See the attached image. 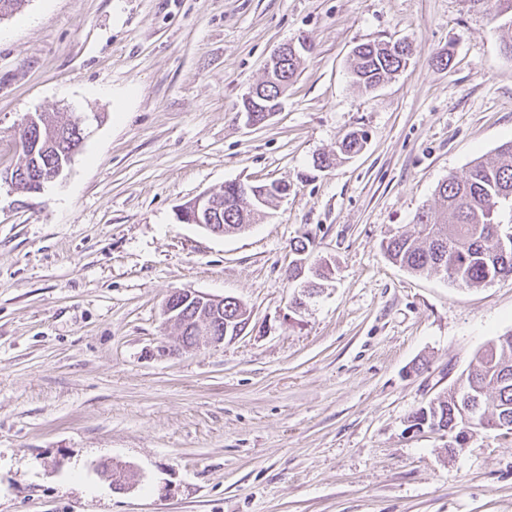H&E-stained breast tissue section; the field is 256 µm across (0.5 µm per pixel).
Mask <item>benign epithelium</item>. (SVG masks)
Instances as JSON below:
<instances>
[{
	"label": "benign epithelium",
	"mask_w": 512,
	"mask_h": 512,
	"mask_svg": "<svg viewBox=\"0 0 512 512\" xmlns=\"http://www.w3.org/2000/svg\"><path fill=\"white\" fill-rule=\"evenodd\" d=\"M300 47H304L302 39L297 43H285L273 52L266 64L268 84H278L288 58L297 56ZM244 99L254 106V110L245 113L246 122L250 126L264 123L281 108L277 99L269 96V91L262 85L251 88ZM68 167L67 162L44 166L37 178L36 192H41L46 184L59 178ZM221 209L218 201L202 197L178 206L176 219L188 221L212 234L222 236L224 225L217 223L216 217V213ZM228 301V297L211 296L190 289L172 291L164 303L163 315L167 323L178 327L180 334L176 337L175 344L158 347L156 355L161 358L171 357L183 352L197 351L203 347H217L224 343L230 331L235 338L243 335L248 325L233 326L224 323V303Z\"/></svg>",
	"instance_id": "benign-epithelium-1"
}]
</instances>
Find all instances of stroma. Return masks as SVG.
<instances>
[{
	"label": "stroma",
	"instance_id": "1",
	"mask_svg": "<svg viewBox=\"0 0 512 512\" xmlns=\"http://www.w3.org/2000/svg\"><path fill=\"white\" fill-rule=\"evenodd\" d=\"M507 36L470 0H27L1 19L0 170L28 115L81 117L85 139L42 192L0 181V512H512V434L452 453L408 422L512 332V280L459 288L381 247L512 139ZM299 38L279 112L247 125L244 95ZM373 40L414 54L367 93L348 65ZM353 130L364 150L316 170ZM239 178L288 196L239 234L176 220ZM303 236L335 275L295 308ZM182 288L236 298L248 330L157 357Z\"/></svg>",
	"mask_w": 512,
	"mask_h": 512
}]
</instances>
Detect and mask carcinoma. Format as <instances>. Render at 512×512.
Masks as SVG:
<instances>
[{"label": "carcinoma", "instance_id": "obj_1", "mask_svg": "<svg viewBox=\"0 0 512 512\" xmlns=\"http://www.w3.org/2000/svg\"><path fill=\"white\" fill-rule=\"evenodd\" d=\"M350 74L365 91L400 69L397 52L389 43L360 44L350 57ZM39 124L28 154L15 165L18 176L12 185L23 192L34 189L38 167L46 162L65 160L78 120H60L49 112L33 114ZM364 134L352 131L337 147L339 159L364 149ZM281 183L257 185L264 204L257 210L248 207V198L237 194L234 182H227L212 196L224 200V231L241 230L243 224H256L265 209L279 197ZM512 201V140L496 149V158H476L464 176L454 174L435 189V206L421 208L413 218V231L396 232L381 242L388 260L418 276L441 275L461 288H480L495 281L512 279V225L499 220L500 205ZM297 260L289 279L312 280L321 289L332 275V265L317 259V270L303 265L311 255L310 241L302 237L293 244ZM512 422V333L490 340L476 355L464 382L448 393L417 409L410 421L451 434L459 441L466 430H492L497 422Z\"/></svg>", "mask_w": 512, "mask_h": 512}]
</instances>
